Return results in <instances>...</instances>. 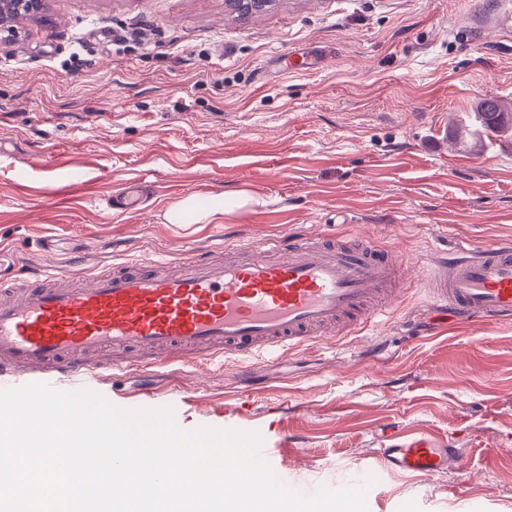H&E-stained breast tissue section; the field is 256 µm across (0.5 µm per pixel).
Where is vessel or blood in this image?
Listing matches in <instances>:
<instances>
[{
    "label": "vessel or blood",
    "instance_id": "vessel-or-blood-1",
    "mask_svg": "<svg viewBox=\"0 0 512 512\" xmlns=\"http://www.w3.org/2000/svg\"><path fill=\"white\" fill-rule=\"evenodd\" d=\"M479 28L512 31V9L479 17ZM440 315L469 324L512 319V240L460 247L419 266L414 277ZM404 264L390 247L355 233L319 241L287 233L219 243L205 252L138 259L91 273L47 259L22 279L0 277V383L30 378L62 391L102 393L106 373L196 356L248 365L262 356L351 334L390 316L408 295ZM117 347L126 362L93 363ZM384 471L435 476L464 466L452 442L423 432L378 434Z\"/></svg>",
    "mask_w": 512,
    "mask_h": 512
}]
</instances>
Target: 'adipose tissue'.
Masks as SVG:
<instances>
[{
  "instance_id": "ef3b65f1",
  "label": "adipose tissue",
  "mask_w": 512,
  "mask_h": 512,
  "mask_svg": "<svg viewBox=\"0 0 512 512\" xmlns=\"http://www.w3.org/2000/svg\"><path fill=\"white\" fill-rule=\"evenodd\" d=\"M257 203V198L245 191L221 193L206 204L190 194L174 202L164 218L170 224H220L225 217Z\"/></svg>"
}]
</instances>
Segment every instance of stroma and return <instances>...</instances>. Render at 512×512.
Masks as SVG:
<instances>
[{
    "instance_id": "obj_1",
    "label": "stroma",
    "mask_w": 512,
    "mask_h": 512,
    "mask_svg": "<svg viewBox=\"0 0 512 512\" xmlns=\"http://www.w3.org/2000/svg\"><path fill=\"white\" fill-rule=\"evenodd\" d=\"M497 0H43L0 42V271L52 253L89 271L225 238L359 230L409 270L444 247L512 237V136L443 135L493 97L512 106V36L471 18ZM316 55L308 70L294 69ZM134 180L139 210L108 206ZM251 192L213 224H167L178 199ZM410 292L370 331L249 368L131 371L113 403L169 402L178 425H260L322 486L373 461L392 424L451 440L465 470L390 472L367 512H512V321L434 317Z\"/></svg>"
}]
</instances>
